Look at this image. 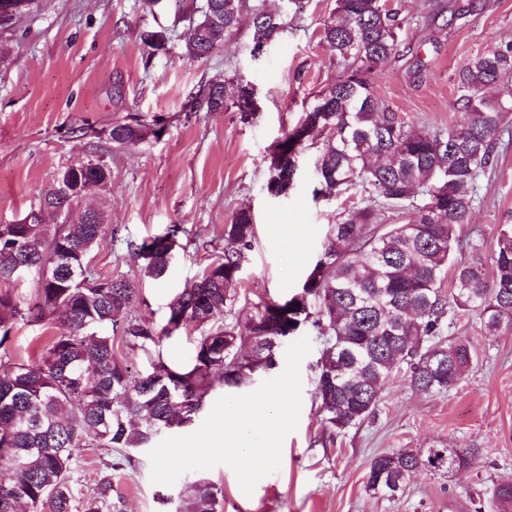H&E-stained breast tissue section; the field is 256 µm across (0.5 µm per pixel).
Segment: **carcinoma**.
<instances>
[{
    "instance_id": "1",
    "label": "carcinoma",
    "mask_w": 512,
    "mask_h": 512,
    "mask_svg": "<svg viewBox=\"0 0 512 512\" xmlns=\"http://www.w3.org/2000/svg\"><path fill=\"white\" fill-rule=\"evenodd\" d=\"M40 0H0V35ZM248 0H204L190 19L186 56L209 58L236 37ZM252 51L262 53L282 32L280 16L252 19ZM399 12L382 0H335L320 43L344 69L318 92L311 109L277 145L269 170L278 191L294 181L288 151L306 148L311 133L328 137L317 162L315 195L344 199L349 206L329 228L320 259L302 292L283 304L258 302L237 311V323L208 319L214 308L232 311L239 301V273L255 238L250 211L239 210L224 225V251L169 306L159 330L131 313L138 299L135 280L124 275L91 277L88 255L107 226L85 224L74 211L90 187L104 188L111 171L89 161L65 167L43 191L38 207L62 217L60 224H0V282L24 265L38 274L37 299L19 311L0 292V347L18 319L41 322L58 317L68 331L51 338L39 358L16 361L0 354V512H75L71 466L84 448L126 449L112 470L134 465L130 451L146 448L162 431L192 422L214 387V374L229 389L250 386L277 365V353L293 323L312 321L325 337L318 361L316 397L325 423L352 427L375 413L390 370L406 364L410 385L425 394L449 391L467 371L469 343L443 339L454 309L476 313L487 336L512 328V224H502L492 252L493 269L452 258L456 228L468 222L479 199L480 180L494 170L501 133L512 125V43L468 60L457 80V105L464 122L445 131H416L373 95L370 77L358 75L371 60L386 64L399 46ZM162 31L141 35L147 57L164 46ZM217 102L250 116L241 84L204 82L189 96L186 111H211ZM160 118L116 122L108 137L119 146L136 145L157 133ZM374 186L379 207L361 205L358 190ZM392 223L378 222V213ZM180 227L127 249L153 279L165 276ZM451 275L450 294L441 288ZM193 328L190 364L172 368L159 361L152 371H131L115 346L148 351L159 336ZM472 448H402L374 457L367 490L395 497L404 493L407 473L425 468L448 473V459ZM223 491L207 480L193 484L178 512H221ZM474 512H512V477L485 486L470 498ZM112 509V475L91 489L84 512Z\"/></svg>"
}]
</instances>
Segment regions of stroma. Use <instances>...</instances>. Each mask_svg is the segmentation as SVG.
Masks as SVG:
<instances>
[{"label":"stroma","instance_id":"stroma-1","mask_svg":"<svg viewBox=\"0 0 512 512\" xmlns=\"http://www.w3.org/2000/svg\"><path fill=\"white\" fill-rule=\"evenodd\" d=\"M278 12L284 30L262 54L251 53L249 24L206 60L188 58L184 35L202 0H156L143 11L137 0H43L0 36V224H17L65 166L93 160L111 182L83 197L103 204L108 235L90 255L98 276L138 282L134 315L164 328L169 305L224 251V226L250 209L256 240L240 272L249 302H282L299 294L320 258L342 205L315 197L316 162L326 140L315 134L299 157L288 196L267 190L276 144L314 103L342 67L319 42L334 0H249ZM401 30L397 54L370 81L375 96L418 130L460 124L456 77L468 59L512 42V0H395ZM165 29L164 49L147 56L140 35ZM239 78L255 89L256 112H189L185 104L203 82ZM137 114L161 117L158 136L113 146V123ZM512 223V149L501 153L483 182L480 201L457 235L459 261L490 265L500 225ZM181 230L167 274L145 276L127 241ZM483 243L471 250V240ZM56 319L21 320L8 342L15 359L41 352L63 332ZM299 336L312 350L301 364L298 428L282 447L277 472L245 495L231 468L183 473L174 485L151 480L147 449L132 467L109 472L114 451L89 448L77 455L72 486L77 501L104 474L112 476V512H176L193 482L204 478L224 492L222 512H473L478 483L512 476V331L484 335L474 313L451 316L445 340L468 339L473 361L452 390L422 394L404 372L385 384L373 416L345 430L325 427L315 397L324 338L312 323ZM401 448H473L470 469L453 477L423 470L394 500L365 490L368 464Z\"/></svg>","mask_w":512,"mask_h":512}]
</instances>
